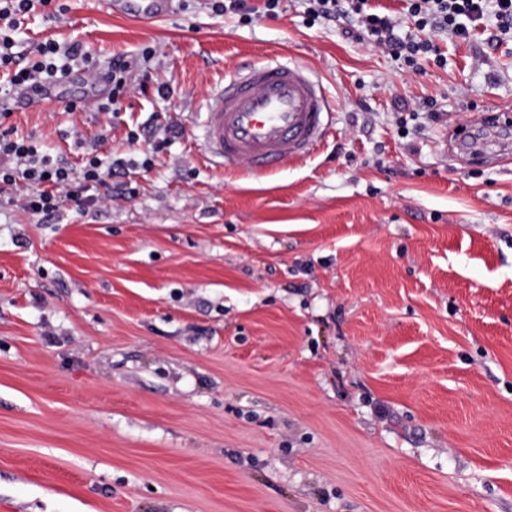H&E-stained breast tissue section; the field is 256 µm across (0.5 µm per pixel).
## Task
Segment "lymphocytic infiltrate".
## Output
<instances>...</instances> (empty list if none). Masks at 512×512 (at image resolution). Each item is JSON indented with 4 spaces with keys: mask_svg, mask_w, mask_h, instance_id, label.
<instances>
[{
    "mask_svg": "<svg viewBox=\"0 0 512 512\" xmlns=\"http://www.w3.org/2000/svg\"><path fill=\"white\" fill-rule=\"evenodd\" d=\"M309 10L311 18L336 21L355 14L364 33L412 71H420L424 59L437 66L448 63L439 54L432 36L443 33L466 42L488 16H495L500 34L512 33V0H408L407 15L413 33L401 36L397 22L389 15L370 11L368 0H316ZM57 0H0V69L11 70L10 86L18 98L39 101L48 98L52 87L68 78L74 68L84 75L104 82L107 93L95 106L101 112H113L120 106L135 80L133 64L125 57L113 58L107 69H100L90 49L78 43L62 46L53 41L37 45V60L17 67L13 49L15 35L26 15L34 12H57ZM121 161L104 164L95 154H87L80 167L65 159H50L36 142L14 137L12 128L0 130V191L25 183L28 193L24 208L31 214H48L59 210L62 198L90 206L112 198L129 196L127 182L117 180Z\"/></svg>",
    "mask_w": 512,
    "mask_h": 512,
    "instance_id": "1",
    "label": "lymphocytic infiltrate"
}]
</instances>
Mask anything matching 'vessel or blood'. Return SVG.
I'll use <instances>...</instances> for the list:
<instances>
[{"label":"vessel or blood","instance_id":"b4317fda","mask_svg":"<svg viewBox=\"0 0 512 512\" xmlns=\"http://www.w3.org/2000/svg\"><path fill=\"white\" fill-rule=\"evenodd\" d=\"M126 14L147 22L160 0H125ZM332 107L312 70L250 60L219 87L206 111L204 139L225 167L248 162L257 173L300 160L321 145Z\"/></svg>","mask_w":512,"mask_h":512}]
</instances>
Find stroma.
I'll list each match as a JSON object with an SVG mask.
<instances>
[{
	"instance_id": "stroma-1",
	"label": "stroma",
	"mask_w": 512,
	"mask_h": 512,
	"mask_svg": "<svg viewBox=\"0 0 512 512\" xmlns=\"http://www.w3.org/2000/svg\"><path fill=\"white\" fill-rule=\"evenodd\" d=\"M62 2L20 64L48 39L104 65L153 46L148 89L69 112L77 74L7 126L150 166L134 197L48 217L0 192V512H512V127L481 128L512 111V40L436 36L447 67L416 74L301 0L254 21L171 0L149 24ZM249 58L312 67L335 107L267 174L201 136Z\"/></svg>"
}]
</instances>
